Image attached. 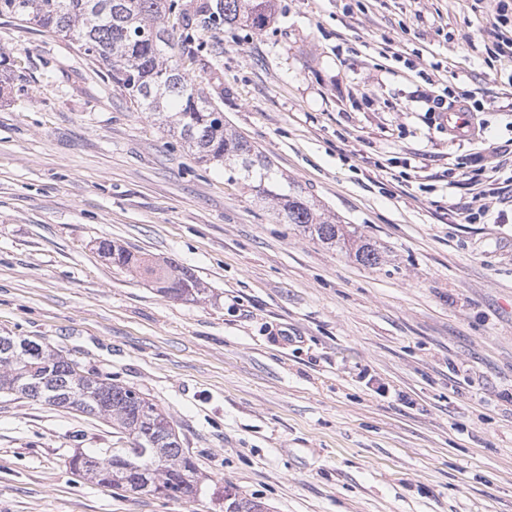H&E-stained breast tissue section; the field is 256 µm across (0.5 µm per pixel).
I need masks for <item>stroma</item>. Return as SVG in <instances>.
I'll return each instance as SVG.
<instances>
[{"mask_svg":"<svg viewBox=\"0 0 512 512\" xmlns=\"http://www.w3.org/2000/svg\"><path fill=\"white\" fill-rule=\"evenodd\" d=\"M497 0H275L192 65L229 131L383 253L369 267L198 162L75 44L0 16V335L50 343L168 415L208 481L106 492L104 419L0 396V512H512V57ZM479 132L426 112L446 85ZM499 192L477 198L462 168ZM483 208L468 222L463 207ZM185 268L156 291L97 250ZM98 251L104 257L112 259V262L128 268L139 269L143 266L146 274L152 278V283L157 286V290L166 295H173L177 298L194 299L201 294L205 288H201L199 281L189 271L169 263L164 264H144L140 258H137L131 252L122 249L108 239L98 242ZM224 512H268L261 502L241 497L231 486L224 488Z\"/></svg>","mask_w":512,"mask_h":512,"instance_id":"35a3bbf8","label":"stroma"}]
</instances>
